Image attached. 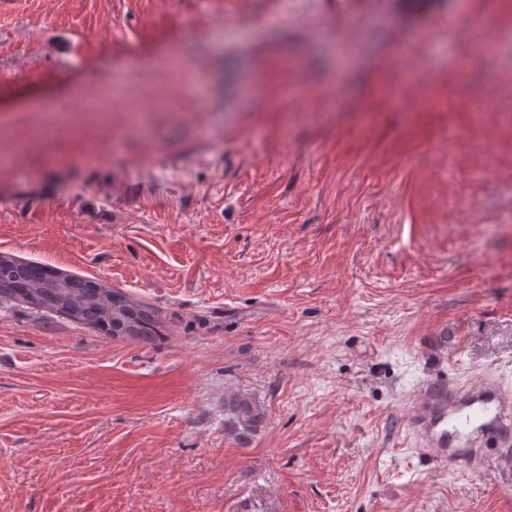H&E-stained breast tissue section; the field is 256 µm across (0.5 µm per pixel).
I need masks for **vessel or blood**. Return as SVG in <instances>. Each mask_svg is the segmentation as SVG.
<instances>
[{"label":"vessel or blood","mask_w":512,"mask_h":512,"mask_svg":"<svg viewBox=\"0 0 512 512\" xmlns=\"http://www.w3.org/2000/svg\"><path fill=\"white\" fill-rule=\"evenodd\" d=\"M408 417L420 453L471 472L491 453L500 469L512 474V385L427 382L411 397Z\"/></svg>","instance_id":"vessel-or-blood-1"}]
</instances>
